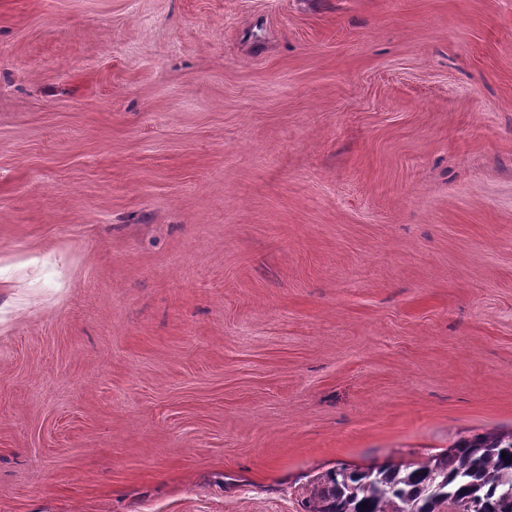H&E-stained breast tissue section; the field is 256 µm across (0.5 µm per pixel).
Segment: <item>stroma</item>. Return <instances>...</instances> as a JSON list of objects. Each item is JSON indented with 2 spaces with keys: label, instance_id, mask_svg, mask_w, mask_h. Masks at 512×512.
Returning <instances> with one entry per match:
<instances>
[{
  "label": "stroma",
  "instance_id": "obj_1",
  "mask_svg": "<svg viewBox=\"0 0 512 512\" xmlns=\"http://www.w3.org/2000/svg\"><path fill=\"white\" fill-rule=\"evenodd\" d=\"M511 429L512 0H0V512Z\"/></svg>",
  "mask_w": 512,
  "mask_h": 512
}]
</instances>
